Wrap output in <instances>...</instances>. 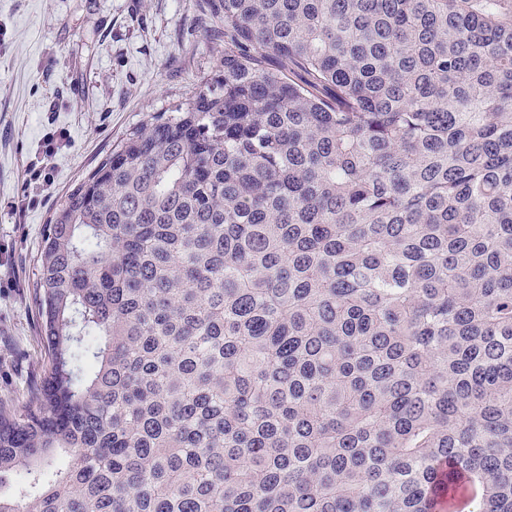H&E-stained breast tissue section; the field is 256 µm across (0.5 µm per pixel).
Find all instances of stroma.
I'll return each mask as SVG.
<instances>
[{
  "mask_svg": "<svg viewBox=\"0 0 512 512\" xmlns=\"http://www.w3.org/2000/svg\"><path fill=\"white\" fill-rule=\"evenodd\" d=\"M0 28V401L18 411L46 364L32 288L55 212L127 131L217 78L220 30L199 0H0ZM44 161L51 182L26 191Z\"/></svg>",
  "mask_w": 512,
  "mask_h": 512,
  "instance_id": "stroma-1",
  "label": "stroma"
}]
</instances>
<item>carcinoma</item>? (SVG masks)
Masks as SVG:
<instances>
[{"instance_id":"1","label":"carcinoma","mask_w":512,"mask_h":512,"mask_svg":"<svg viewBox=\"0 0 512 512\" xmlns=\"http://www.w3.org/2000/svg\"><path fill=\"white\" fill-rule=\"evenodd\" d=\"M202 2L43 240L0 512H512V0Z\"/></svg>"}]
</instances>
